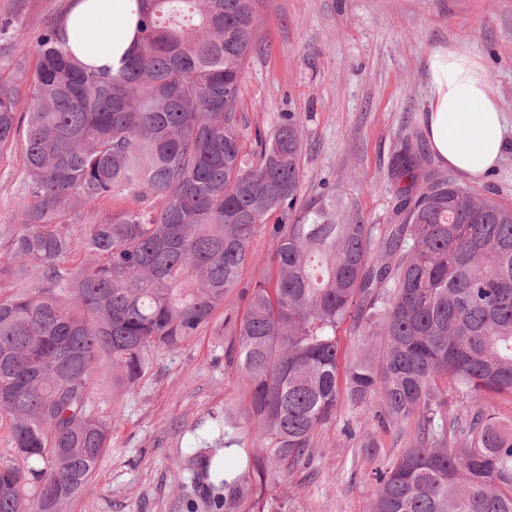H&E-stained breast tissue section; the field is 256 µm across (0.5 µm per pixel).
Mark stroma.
<instances>
[{
	"instance_id": "obj_1",
	"label": "stroma",
	"mask_w": 512,
	"mask_h": 512,
	"mask_svg": "<svg viewBox=\"0 0 512 512\" xmlns=\"http://www.w3.org/2000/svg\"><path fill=\"white\" fill-rule=\"evenodd\" d=\"M257 49L240 87L247 138L270 134L283 113L296 116L304 150L300 197L328 186L367 224L390 223L397 185L392 159L404 138L423 131L434 51L465 47L485 67L499 105L512 120V0H257ZM23 193L18 155L0 156V225L16 221ZM271 253L258 233L228 306L265 275ZM134 387L111 368L90 378L89 407L112 426L109 448L65 512H185L180 434L223 413L245 410L247 385L224 359V339L203 329L175 351L155 350ZM375 445L363 447L365 431ZM415 442V423L368 429L340 394L335 416L317 429L307 464L283 469L261 512H371L375 471Z\"/></svg>"
}]
</instances>
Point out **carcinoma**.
I'll return each instance as SVG.
<instances>
[{
	"label": "carcinoma",
	"instance_id": "carcinoma-1",
	"mask_svg": "<svg viewBox=\"0 0 512 512\" xmlns=\"http://www.w3.org/2000/svg\"><path fill=\"white\" fill-rule=\"evenodd\" d=\"M255 2L139 0V39L115 74L77 61L58 22L38 23L34 64L14 68L30 76L25 95L0 76V154L25 170L0 281L30 264L41 281L0 293V417L15 453L0 463V512H61L87 484L110 434L88 408L96 367L134 384L152 350L209 325L231 337L224 357L250 413L212 415V441L188 443L199 473L186 512H254L336 412L348 318L381 337L348 365L350 402L379 428L417 419L415 444L375 472L372 512H512V424L457 412L440 386L512 397V204L427 168L408 140L382 230L333 193L299 199L295 114L251 151L239 123ZM117 194L135 207L99 217ZM75 224L88 253L76 273ZM260 230L267 274L244 310L226 307Z\"/></svg>",
	"mask_w": 512,
	"mask_h": 512
}]
</instances>
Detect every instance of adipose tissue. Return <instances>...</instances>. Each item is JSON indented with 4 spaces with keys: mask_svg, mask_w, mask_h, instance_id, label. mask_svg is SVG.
<instances>
[{
    "mask_svg": "<svg viewBox=\"0 0 512 512\" xmlns=\"http://www.w3.org/2000/svg\"><path fill=\"white\" fill-rule=\"evenodd\" d=\"M62 32L82 63L118 70L137 42V2L73 0ZM428 85L424 132L431 153L443 166L480 180L506 148L507 119L492 81L478 58L461 48L430 55Z\"/></svg>",
    "mask_w": 512,
    "mask_h": 512,
    "instance_id": "obj_1",
    "label": "adipose tissue"
}]
</instances>
